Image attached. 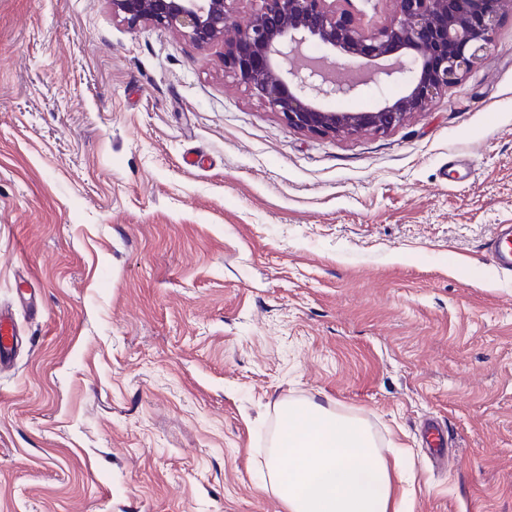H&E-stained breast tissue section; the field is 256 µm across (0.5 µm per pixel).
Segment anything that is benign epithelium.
Listing matches in <instances>:
<instances>
[{
    "label": "benign epithelium",
    "instance_id": "7a95c632",
    "mask_svg": "<svg viewBox=\"0 0 512 512\" xmlns=\"http://www.w3.org/2000/svg\"><path fill=\"white\" fill-rule=\"evenodd\" d=\"M131 25L179 29L199 47L224 42V72L267 103L288 127L316 134L387 132L423 111L486 59L502 23L501 0H391L387 21L365 31L336 0H259L247 25L229 41L232 0H111ZM344 75H331L335 57ZM396 58L365 72L356 64ZM403 93L367 112H334L319 99L345 97L369 85Z\"/></svg>",
    "mask_w": 512,
    "mask_h": 512
}]
</instances>
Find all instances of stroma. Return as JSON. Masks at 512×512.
I'll list each match as a JSON object with an SVG mask.
<instances>
[{
  "label": "stroma",
  "mask_w": 512,
  "mask_h": 512,
  "mask_svg": "<svg viewBox=\"0 0 512 512\" xmlns=\"http://www.w3.org/2000/svg\"><path fill=\"white\" fill-rule=\"evenodd\" d=\"M504 11L424 111L320 135L221 46L110 0H0V512H283L281 400L408 451L405 512H512ZM497 236L489 243V252L496 266L512 270V225H498Z\"/></svg>",
  "instance_id": "1"
}]
</instances>
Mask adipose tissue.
Returning a JSON list of instances; mask_svg holds the SVG:
<instances>
[{"label":"adipose tissue","mask_w":512,"mask_h":512,"mask_svg":"<svg viewBox=\"0 0 512 512\" xmlns=\"http://www.w3.org/2000/svg\"><path fill=\"white\" fill-rule=\"evenodd\" d=\"M265 483L284 512H399L406 457H386L364 420L306 402L276 406Z\"/></svg>","instance_id":"adipose-tissue-1"}]
</instances>
